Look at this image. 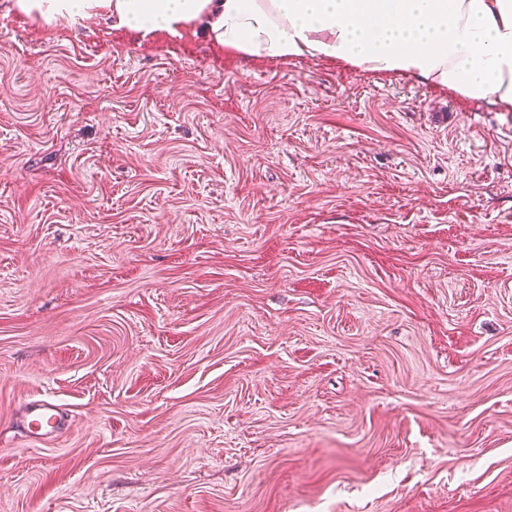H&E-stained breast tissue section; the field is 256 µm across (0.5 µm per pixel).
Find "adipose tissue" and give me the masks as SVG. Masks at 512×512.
I'll use <instances>...</instances> for the list:
<instances>
[{
    "label": "adipose tissue",
    "mask_w": 512,
    "mask_h": 512,
    "mask_svg": "<svg viewBox=\"0 0 512 512\" xmlns=\"http://www.w3.org/2000/svg\"><path fill=\"white\" fill-rule=\"evenodd\" d=\"M47 25L92 17L143 38L201 27L252 57L400 74L512 110V0H13Z\"/></svg>",
    "instance_id": "obj_1"
}]
</instances>
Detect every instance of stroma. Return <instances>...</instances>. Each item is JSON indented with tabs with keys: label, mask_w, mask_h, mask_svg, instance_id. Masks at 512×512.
<instances>
[{
	"label": "stroma",
	"mask_w": 512,
	"mask_h": 512,
	"mask_svg": "<svg viewBox=\"0 0 512 512\" xmlns=\"http://www.w3.org/2000/svg\"><path fill=\"white\" fill-rule=\"evenodd\" d=\"M11 2L0 512H512V111ZM56 408L48 398L33 403L26 419L27 430L31 436L43 438L59 431L60 418Z\"/></svg>",
	"instance_id": "35a3bbf8"
}]
</instances>
